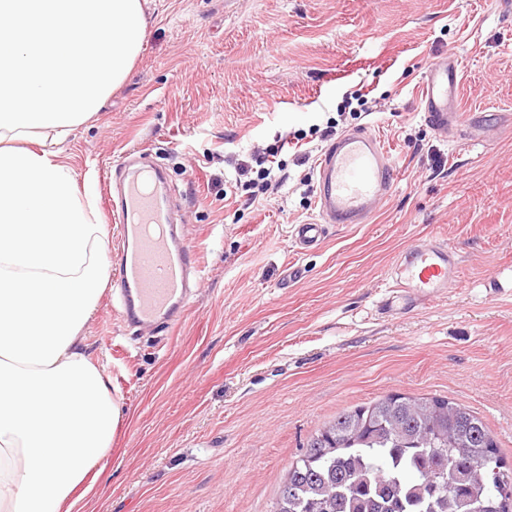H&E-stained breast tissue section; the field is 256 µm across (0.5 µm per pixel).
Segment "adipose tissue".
<instances>
[{"label": "adipose tissue", "mask_w": 512, "mask_h": 512, "mask_svg": "<svg viewBox=\"0 0 512 512\" xmlns=\"http://www.w3.org/2000/svg\"><path fill=\"white\" fill-rule=\"evenodd\" d=\"M144 4L0 0V512H83L123 419L82 334L105 227L58 147L132 71Z\"/></svg>", "instance_id": "obj_1"}]
</instances>
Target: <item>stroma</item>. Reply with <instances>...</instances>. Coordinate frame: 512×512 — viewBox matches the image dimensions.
Instances as JSON below:
<instances>
[{
    "label": "stroma",
    "mask_w": 512,
    "mask_h": 512,
    "mask_svg": "<svg viewBox=\"0 0 512 512\" xmlns=\"http://www.w3.org/2000/svg\"><path fill=\"white\" fill-rule=\"evenodd\" d=\"M146 16L130 77L61 159L93 189L111 275L112 175L133 150L165 168L201 270L176 326L129 329L109 288L85 327L126 412L91 512H270L317 429L394 392L471 410L512 470V0H147ZM449 54L488 145L423 120ZM329 126L380 133L398 177L371 223L300 252ZM272 148L288 179L248 202L238 167ZM434 238L459 283L381 309L401 250Z\"/></svg>",
    "instance_id": "obj_1"
}]
</instances>
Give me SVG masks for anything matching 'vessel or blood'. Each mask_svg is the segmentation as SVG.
Masks as SVG:
<instances>
[{
  "instance_id": "obj_1",
  "label": "vessel or blood",
  "mask_w": 512,
  "mask_h": 512,
  "mask_svg": "<svg viewBox=\"0 0 512 512\" xmlns=\"http://www.w3.org/2000/svg\"><path fill=\"white\" fill-rule=\"evenodd\" d=\"M460 63L438 59L425 76L421 108L439 136L474 128L470 113L457 102ZM395 168L384 140L371 128L336 137L316 162L318 213L293 231L298 248L319 246L332 224H366L378 202L389 195ZM162 176L155 169L127 172L116 217L121 225L122 276L119 316L131 325L163 319L178 324L188 305V277L198 271L196 252L175 230L157 186ZM458 272L455 252L445 242L429 240L408 245L399 255L389 278L393 287L385 299L391 308L444 292Z\"/></svg>"
}]
</instances>
